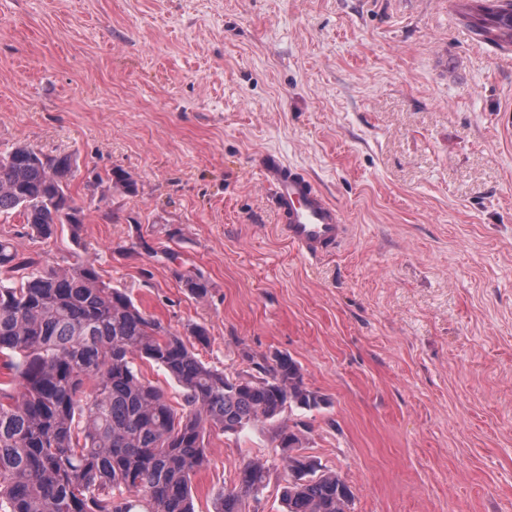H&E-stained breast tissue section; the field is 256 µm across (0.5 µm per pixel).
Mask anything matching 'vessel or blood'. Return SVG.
<instances>
[{"label": "vessel or blood", "instance_id": "1", "mask_svg": "<svg viewBox=\"0 0 512 512\" xmlns=\"http://www.w3.org/2000/svg\"><path fill=\"white\" fill-rule=\"evenodd\" d=\"M259 166L266 183L275 191L283 222L281 237L303 256L317 259L337 250L346 240L342 211L302 174L280 157L267 154Z\"/></svg>", "mask_w": 512, "mask_h": 512}]
</instances>
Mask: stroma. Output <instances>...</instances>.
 Listing matches in <instances>:
<instances>
[{"instance_id":"35a3bbf8","label":"stroma","mask_w":512,"mask_h":512,"mask_svg":"<svg viewBox=\"0 0 512 512\" xmlns=\"http://www.w3.org/2000/svg\"><path fill=\"white\" fill-rule=\"evenodd\" d=\"M69 155L86 218L0 235L102 279L232 372L288 353L326 403L286 422L351 512H512V57L453 0H0V152ZM344 212L336 254L277 233L257 160ZM129 174L135 192L113 187ZM156 256H127L140 240ZM202 270L206 297L178 273ZM196 512L271 466L243 512H283L272 425L206 436Z\"/></svg>"}]
</instances>
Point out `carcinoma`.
I'll list each match as a JSON object with an SVG mask.
<instances>
[{
  "instance_id": "obj_1",
  "label": "carcinoma",
  "mask_w": 512,
  "mask_h": 512,
  "mask_svg": "<svg viewBox=\"0 0 512 512\" xmlns=\"http://www.w3.org/2000/svg\"><path fill=\"white\" fill-rule=\"evenodd\" d=\"M502 0H461L458 19L477 35L494 29ZM75 160L26 143L0 153V215L16 210L28 233L49 239L59 224L80 237L85 213L69 193ZM203 298L200 271L180 275ZM228 374L181 334L105 283L89 260L58 270L0 237V512H195L193 477L208 465L206 431L239 434L293 409L325 404L282 352H241ZM144 360L180 388L168 393L136 367ZM284 512H349L351 486L314 467L293 429L278 430ZM268 466L246 461L214 512H243L266 488Z\"/></svg>"
}]
</instances>
